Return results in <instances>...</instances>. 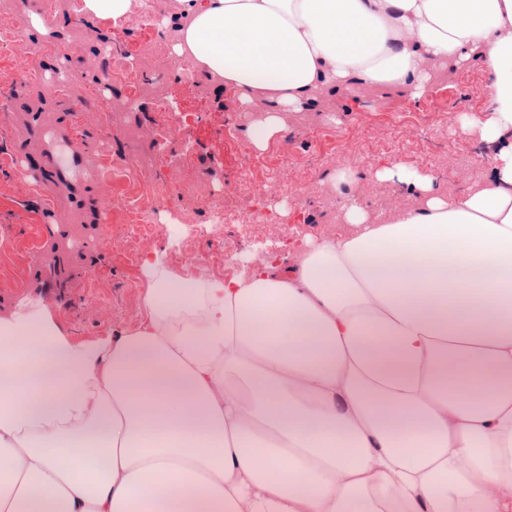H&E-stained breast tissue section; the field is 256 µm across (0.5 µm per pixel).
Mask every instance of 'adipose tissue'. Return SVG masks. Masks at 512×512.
<instances>
[{
  "instance_id": "ef3b65f1",
  "label": "adipose tissue",
  "mask_w": 512,
  "mask_h": 512,
  "mask_svg": "<svg viewBox=\"0 0 512 512\" xmlns=\"http://www.w3.org/2000/svg\"><path fill=\"white\" fill-rule=\"evenodd\" d=\"M175 57L272 109L421 97L479 59L460 126L489 177L302 237L292 264L186 278L147 255L139 321L95 343L41 304L0 318V512H512V0H177Z\"/></svg>"
}]
</instances>
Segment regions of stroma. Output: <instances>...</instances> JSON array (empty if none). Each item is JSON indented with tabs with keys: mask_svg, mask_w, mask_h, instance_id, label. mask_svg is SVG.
I'll return each instance as SVG.
<instances>
[{
	"mask_svg": "<svg viewBox=\"0 0 512 512\" xmlns=\"http://www.w3.org/2000/svg\"><path fill=\"white\" fill-rule=\"evenodd\" d=\"M57 24L56 38L20 26L0 5V316L40 295L72 340L92 342L134 325L146 288L145 254L164 253L183 275L223 279L260 257H294L307 234L343 227L338 199L348 193L371 214L412 207L398 181L375 180L373 169L398 162L435 172L451 193L483 181L485 148L460 135L464 117L489 101L480 61L436 75L426 93L365 86L357 98L321 90L302 111L282 115L284 130L264 151L249 128L270 108L260 96L240 108L231 90L202 73L184 82L178 68L164 76L169 108L145 92L138 108L112 113L82 109L94 99L100 44L111 42L112 20L96 21L99 39L76 43L73 23L48 0H23ZM44 51L31 56L32 44ZM250 178L253 189L243 188ZM183 178L191 192L171 196L150 235L136 237L123 221L108 224L105 198L119 199ZM225 216L258 215L255 224L224 227V261L213 264L205 244L210 206ZM288 216L277 215V207Z\"/></svg>",
	"mask_w": 512,
	"mask_h": 512,
	"instance_id": "1",
	"label": "stroma"
}]
</instances>
